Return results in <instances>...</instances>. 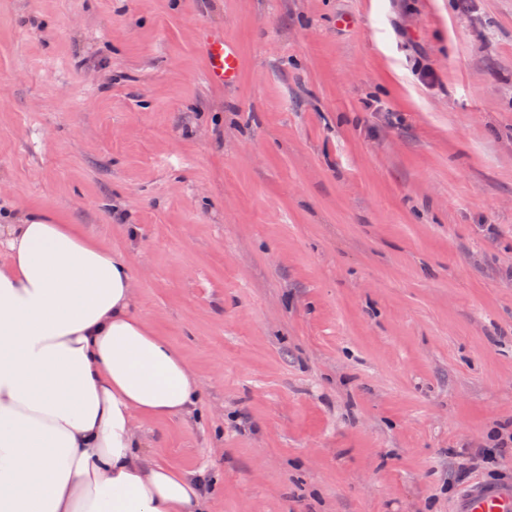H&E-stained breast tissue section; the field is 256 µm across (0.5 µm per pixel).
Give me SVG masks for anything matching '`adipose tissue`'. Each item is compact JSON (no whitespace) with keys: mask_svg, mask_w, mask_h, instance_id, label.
Returning <instances> with one entry per match:
<instances>
[{"mask_svg":"<svg viewBox=\"0 0 512 512\" xmlns=\"http://www.w3.org/2000/svg\"><path fill=\"white\" fill-rule=\"evenodd\" d=\"M0 512H208L206 470L141 452L196 411L193 368L136 314L131 268L46 211L0 225Z\"/></svg>","mask_w":512,"mask_h":512,"instance_id":"ef3b65f1","label":"adipose tissue"}]
</instances>
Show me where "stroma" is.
Listing matches in <instances>:
<instances>
[{
    "instance_id": "stroma-1",
    "label": "stroma",
    "mask_w": 512,
    "mask_h": 512,
    "mask_svg": "<svg viewBox=\"0 0 512 512\" xmlns=\"http://www.w3.org/2000/svg\"><path fill=\"white\" fill-rule=\"evenodd\" d=\"M34 206L195 370L137 425L211 512L512 483V0H0V214ZM196 40L206 63V78L213 85L230 87L241 76L242 57L238 45L224 37V33L199 28Z\"/></svg>"
}]
</instances>
